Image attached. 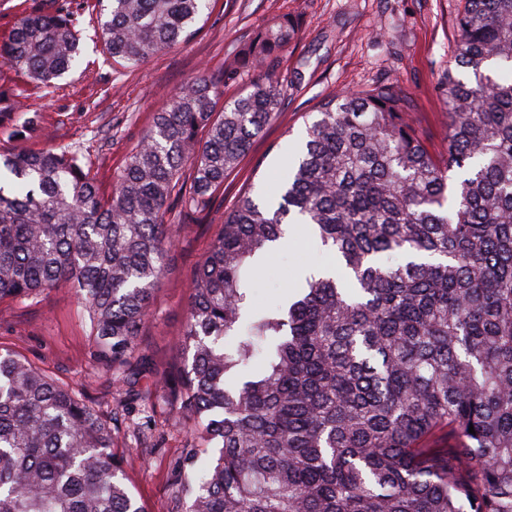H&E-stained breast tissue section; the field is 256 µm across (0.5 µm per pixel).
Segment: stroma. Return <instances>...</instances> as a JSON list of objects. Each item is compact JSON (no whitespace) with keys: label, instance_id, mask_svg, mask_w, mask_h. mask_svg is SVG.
Here are the masks:
<instances>
[{"label":"stroma","instance_id":"stroma-1","mask_svg":"<svg viewBox=\"0 0 512 512\" xmlns=\"http://www.w3.org/2000/svg\"><path fill=\"white\" fill-rule=\"evenodd\" d=\"M463 8V0H214L212 13L194 40L152 57L132 72L113 69L85 22L78 31L88 65L65 74L59 90L47 92L9 67L0 68V76L14 92L42 114L43 129L29 139V147L81 145L108 190L150 129L155 113L182 88L237 60L271 24H299V35L277 68L285 89L284 109L228 177L221 206L207 223L184 224L176 233L142 336V346L157 369L174 360V343L192 295V273L225 211L251 185L286 165L290 149L321 101L385 78L395 80L415 101L414 119L429 151L442 153L448 109L437 82L453 62ZM325 261L318 242L304 231L289 236L261 271L251 293L252 307L271 306L296 283L299 272ZM0 350L12 351L54 379L84 389L104 413L128 412L132 424L151 421L154 434L162 438L158 448L135 452L122 432L113 451L123 457L128 483L146 512H167L172 493L169 471L184 435L163 412L153 378H144L140 394L130 397L98 368L88 322L67 289L23 303H0Z\"/></svg>","mask_w":512,"mask_h":512}]
</instances>
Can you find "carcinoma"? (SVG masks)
I'll return each instance as SVG.
<instances>
[{"instance_id":"carcinoma-1","label":"carcinoma","mask_w":512,"mask_h":512,"mask_svg":"<svg viewBox=\"0 0 512 512\" xmlns=\"http://www.w3.org/2000/svg\"><path fill=\"white\" fill-rule=\"evenodd\" d=\"M211 0H97L135 69L189 43ZM432 155L386 79L317 107L273 187L224 213L197 266L179 359L157 378L187 433L167 512H512V0H466ZM288 23L181 89L110 192L83 150L24 146L40 112L0 85V302L68 286L103 372L130 389L177 225L204 222L284 94ZM74 13L24 12L0 63L42 88L83 63ZM302 224L331 263L256 313L259 265ZM105 419L0 351V512H145ZM475 433H469V428ZM451 447L438 444L441 434Z\"/></svg>"}]
</instances>
